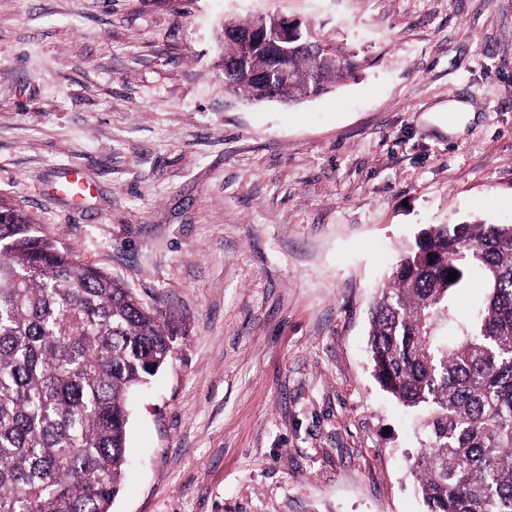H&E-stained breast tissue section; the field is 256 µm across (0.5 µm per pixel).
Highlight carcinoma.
Returning <instances> with one entry per match:
<instances>
[{"instance_id":"cac0c4a2","label":"carcinoma","mask_w":512,"mask_h":512,"mask_svg":"<svg viewBox=\"0 0 512 512\" xmlns=\"http://www.w3.org/2000/svg\"><path fill=\"white\" fill-rule=\"evenodd\" d=\"M289 56L315 78L275 88L289 103L352 75L346 57ZM268 65L224 71L262 101ZM469 321L451 312L470 287ZM458 278L448 280L449 273ZM179 326L123 281L85 264L0 197V512H110L126 465L128 396L172 359ZM375 378L420 412L411 457L427 512H512V224H433L403 248L370 317Z\"/></svg>"}]
</instances>
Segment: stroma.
<instances>
[{"label": "stroma", "instance_id": "stroma-1", "mask_svg": "<svg viewBox=\"0 0 512 512\" xmlns=\"http://www.w3.org/2000/svg\"><path fill=\"white\" fill-rule=\"evenodd\" d=\"M266 13L354 75L229 92L220 25ZM0 196L180 319L111 512H426L370 311L426 225L512 222V0H0ZM93 191V185L80 171L70 170L65 180L54 188L53 195L65 201L73 210H77L88 197L92 196Z\"/></svg>", "mask_w": 512, "mask_h": 512}]
</instances>
